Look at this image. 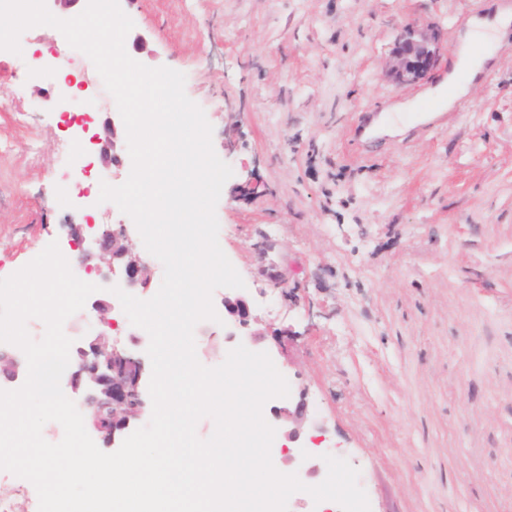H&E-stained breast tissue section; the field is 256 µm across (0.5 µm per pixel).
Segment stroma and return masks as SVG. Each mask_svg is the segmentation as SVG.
Returning a JSON list of instances; mask_svg holds the SVG:
<instances>
[{
    "label": "stroma",
    "instance_id": "35a3bbf8",
    "mask_svg": "<svg viewBox=\"0 0 512 512\" xmlns=\"http://www.w3.org/2000/svg\"><path fill=\"white\" fill-rule=\"evenodd\" d=\"M497 0H122L129 56L186 76L185 92L229 164L219 244L243 278L267 352L305 391L302 442L359 471L370 512H512V44L463 107L403 136L361 141L366 115L448 72L469 17ZM433 33L437 67L389 76L404 24ZM39 63L0 58V278L71 225L130 224L83 169L117 186L132 162H98L104 100L89 126L50 109L58 88L96 91L91 65L60 69L62 34L32 30ZM70 183L61 203L60 174ZM290 330L288 356L276 353ZM196 355L221 364L240 344L202 321Z\"/></svg>",
    "mask_w": 512,
    "mask_h": 512
}]
</instances>
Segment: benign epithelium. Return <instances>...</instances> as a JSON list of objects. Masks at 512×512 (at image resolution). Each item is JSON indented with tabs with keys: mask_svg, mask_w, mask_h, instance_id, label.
I'll use <instances>...</instances> for the list:
<instances>
[{
	"mask_svg": "<svg viewBox=\"0 0 512 512\" xmlns=\"http://www.w3.org/2000/svg\"><path fill=\"white\" fill-rule=\"evenodd\" d=\"M439 56L437 37L428 35L414 26H407L400 34L392 50L393 65L390 75L399 84L415 82L426 76L435 66ZM71 241L74 247L88 258L85 244H90L100 260L115 273L121 272L129 286H147L151 281V267L135 251L125 225L112 227L106 224L90 237L84 235L82 227L71 226ZM224 314L231 320L234 330L247 329L255 321L249 300L243 295L224 294L221 300ZM97 313L99 332L87 346L76 349V361L67 380L71 391L84 392L81 410L84 420L98 414L102 404L111 412V425L94 426L93 432L107 443L127 430L143 416L148 401L144 394V363L130 348L118 339H112L104 329L112 327L109 313L112 304L105 298L92 303ZM305 392H299V400L274 409L273 417L280 424L282 434L291 443L301 438L304 422Z\"/></svg>",
	"mask_w": 512,
	"mask_h": 512,
	"instance_id": "7a95c632",
	"label": "benign epithelium"
}]
</instances>
